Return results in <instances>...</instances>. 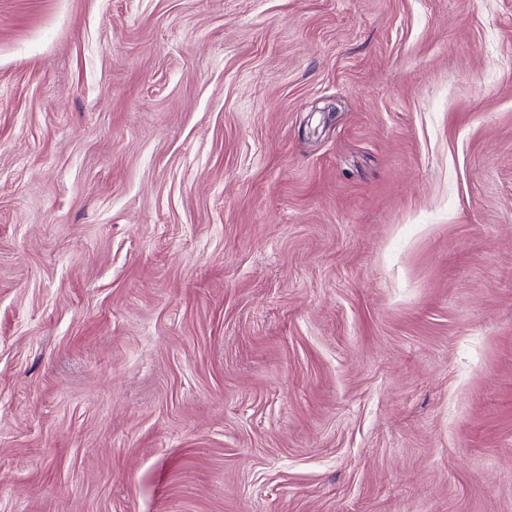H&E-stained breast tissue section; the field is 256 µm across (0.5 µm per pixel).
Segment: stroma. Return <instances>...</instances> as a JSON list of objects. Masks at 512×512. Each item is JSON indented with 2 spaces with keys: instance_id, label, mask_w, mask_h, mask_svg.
<instances>
[{
  "instance_id": "obj_1",
  "label": "stroma",
  "mask_w": 512,
  "mask_h": 512,
  "mask_svg": "<svg viewBox=\"0 0 512 512\" xmlns=\"http://www.w3.org/2000/svg\"><path fill=\"white\" fill-rule=\"evenodd\" d=\"M0 512H512V0H0Z\"/></svg>"
}]
</instances>
